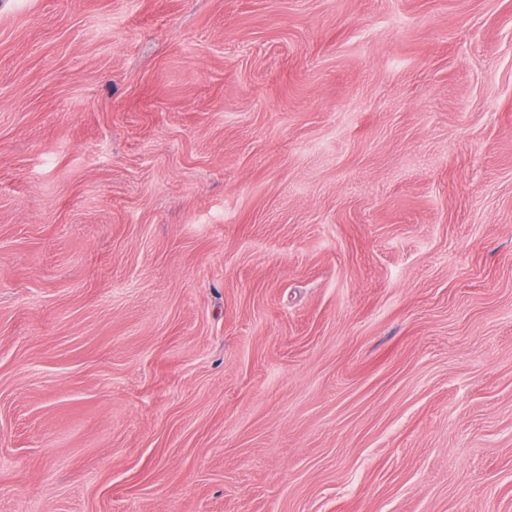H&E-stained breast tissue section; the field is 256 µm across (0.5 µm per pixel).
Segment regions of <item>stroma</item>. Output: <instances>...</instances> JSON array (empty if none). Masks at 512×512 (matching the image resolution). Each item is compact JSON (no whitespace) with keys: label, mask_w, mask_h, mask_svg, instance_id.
<instances>
[{"label":"stroma","mask_w":512,"mask_h":512,"mask_svg":"<svg viewBox=\"0 0 512 512\" xmlns=\"http://www.w3.org/2000/svg\"><path fill=\"white\" fill-rule=\"evenodd\" d=\"M0 512H512V0H0Z\"/></svg>","instance_id":"35a3bbf8"}]
</instances>
